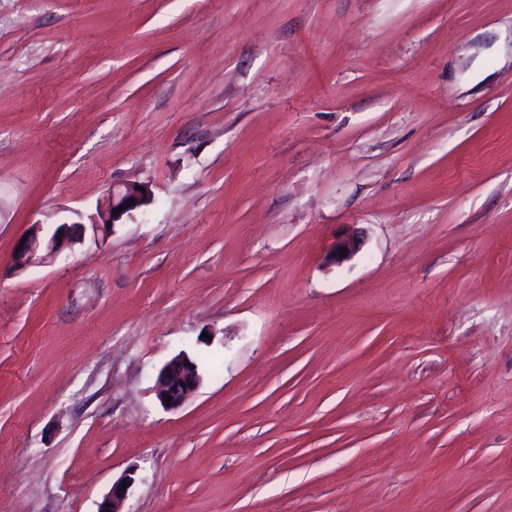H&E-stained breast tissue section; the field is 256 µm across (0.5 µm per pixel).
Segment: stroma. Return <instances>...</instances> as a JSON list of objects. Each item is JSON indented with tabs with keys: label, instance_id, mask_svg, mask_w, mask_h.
<instances>
[{
	"label": "stroma",
	"instance_id": "1",
	"mask_svg": "<svg viewBox=\"0 0 512 512\" xmlns=\"http://www.w3.org/2000/svg\"><path fill=\"white\" fill-rule=\"evenodd\" d=\"M130 468L123 512H512V0H0V512ZM139 187H144L145 192L139 191ZM150 198L151 189L147 184L113 186L106 200L97 208L96 215L89 218V224L81 222L59 224L47 241H44L40 235L41 225L34 224L28 236L21 241L24 242L23 248H20L21 242L17 246L20 251L16 248L14 255L16 268L24 270L34 263L41 248L44 249L45 254L39 258L40 260H54L64 251H72L75 245L81 244L85 239L87 226H90L94 238L104 239L118 221L125 215L129 216L135 210L147 206ZM131 199H136L135 204L126 206L127 201ZM121 205H124L125 209L115 215L114 210ZM346 248V256H340V249ZM362 248V243L358 237L354 236H343L336 239L330 251V262L335 265H340L353 256H355ZM202 383L197 363L187 354H179L169 360L159 372L155 392L163 408L176 410ZM171 398L170 404L165 399Z\"/></svg>",
	"mask_w": 512,
	"mask_h": 512
}]
</instances>
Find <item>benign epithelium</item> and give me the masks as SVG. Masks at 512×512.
Listing matches in <instances>:
<instances>
[{
  "instance_id": "7a95c632",
  "label": "benign epithelium",
  "mask_w": 512,
  "mask_h": 512,
  "mask_svg": "<svg viewBox=\"0 0 512 512\" xmlns=\"http://www.w3.org/2000/svg\"><path fill=\"white\" fill-rule=\"evenodd\" d=\"M151 198V189L144 186V191H139L137 184H122L115 186L109 192L106 200L97 208L96 215L90 217L89 224L74 222L63 223L57 226L48 240L41 237L42 227L39 224L33 225L30 233L23 239L24 245L15 252V266L23 270L34 263L39 250L45 254L41 259L54 260L66 250H73L74 246L83 242L87 231H92L93 237L105 238L113 226L124 216L148 205ZM135 200V204L129 206L127 201ZM125 209L114 213L120 206ZM347 249L346 256H340V249ZM362 248L359 238L354 236H343L336 239L330 251V262L340 265L353 256ZM202 383V375L199 372L197 363L188 355L180 354L169 360L159 372L155 392L156 398L167 410L180 408L188 397L193 394ZM170 403H165V399ZM134 484V472L122 475L112 483L108 495L98 507V512H120L119 505L126 499L129 488L122 487L123 483Z\"/></svg>"
}]
</instances>
